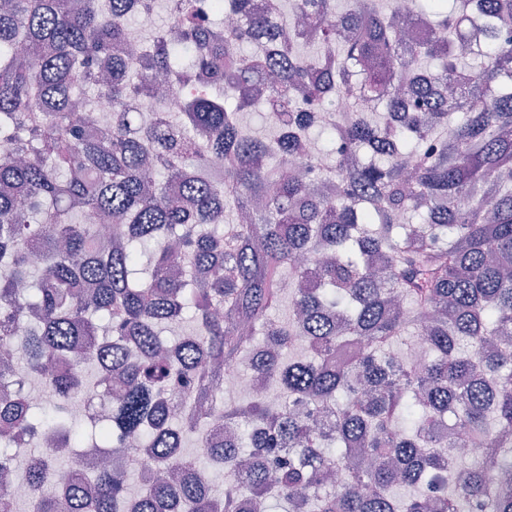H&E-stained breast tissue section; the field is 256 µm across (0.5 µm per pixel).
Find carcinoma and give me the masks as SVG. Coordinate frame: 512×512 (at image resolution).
<instances>
[{
	"label": "carcinoma",
	"instance_id": "carcinoma-1",
	"mask_svg": "<svg viewBox=\"0 0 512 512\" xmlns=\"http://www.w3.org/2000/svg\"><path fill=\"white\" fill-rule=\"evenodd\" d=\"M155 3L0 11V346L52 391L34 404L11 384L0 470L25 437L33 512H260L274 497L288 512H512V0H413L429 32L410 47L374 0H294L288 20L270 0L265 46L252 0H166L179 42L159 28L126 58L130 18ZM226 9L228 29L213 20ZM473 55L477 72L458 68ZM157 74L181 111L162 109ZM353 82L382 115L345 99ZM259 104L270 141L238 120ZM312 127L335 165L285 174ZM285 301L288 319L271 317ZM189 310L197 331L161 353L160 326ZM408 334L432 356L394 358ZM243 362L277 405L224 398L221 370ZM126 442L172 478L132 496L114 453L89 491L78 449Z\"/></svg>",
	"mask_w": 512,
	"mask_h": 512
}]
</instances>
